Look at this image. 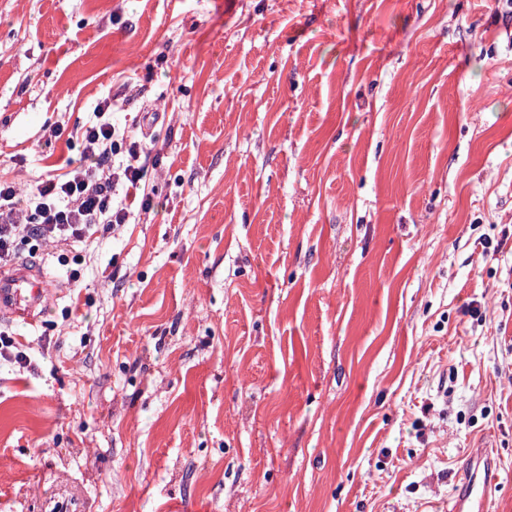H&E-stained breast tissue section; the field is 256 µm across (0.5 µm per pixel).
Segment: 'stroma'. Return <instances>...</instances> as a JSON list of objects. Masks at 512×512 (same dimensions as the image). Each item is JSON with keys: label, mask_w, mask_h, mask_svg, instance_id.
Segmentation results:
<instances>
[{"label": "stroma", "mask_w": 512, "mask_h": 512, "mask_svg": "<svg viewBox=\"0 0 512 512\" xmlns=\"http://www.w3.org/2000/svg\"><path fill=\"white\" fill-rule=\"evenodd\" d=\"M105 98L152 203L19 246L0 512H448L480 445L512 512V0H0V179ZM48 277L41 264H14L0 266V321L22 319L37 325L41 312L49 299Z\"/></svg>", "instance_id": "obj_1"}]
</instances>
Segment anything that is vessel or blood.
<instances>
[{"instance_id": "1", "label": "vessel or blood", "mask_w": 512, "mask_h": 512, "mask_svg": "<svg viewBox=\"0 0 512 512\" xmlns=\"http://www.w3.org/2000/svg\"><path fill=\"white\" fill-rule=\"evenodd\" d=\"M49 296L48 277L42 265L0 266V320L20 319L37 325L39 308ZM493 466L487 449L470 450L457 477L450 512H495Z\"/></svg>"}]
</instances>
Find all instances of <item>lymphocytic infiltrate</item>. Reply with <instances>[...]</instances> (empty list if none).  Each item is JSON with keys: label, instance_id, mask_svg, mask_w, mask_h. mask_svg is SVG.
Wrapping results in <instances>:
<instances>
[{"label": "lymphocytic infiltrate", "instance_id": "f902f5d3", "mask_svg": "<svg viewBox=\"0 0 512 512\" xmlns=\"http://www.w3.org/2000/svg\"><path fill=\"white\" fill-rule=\"evenodd\" d=\"M111 112V101H102L94 120L81 127V159L67 173L38 180L24 194L0 181V263L15 257L18 244L53 241L73 247L150 207L144 149L116 129Z\"/></svg>", "mask_w": 512, "mask_h": 512}]
</instances>
